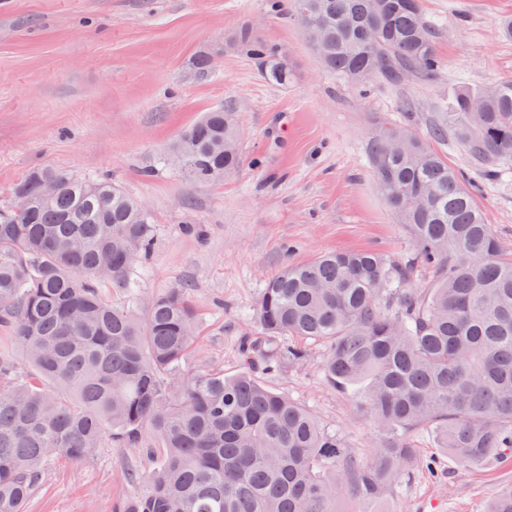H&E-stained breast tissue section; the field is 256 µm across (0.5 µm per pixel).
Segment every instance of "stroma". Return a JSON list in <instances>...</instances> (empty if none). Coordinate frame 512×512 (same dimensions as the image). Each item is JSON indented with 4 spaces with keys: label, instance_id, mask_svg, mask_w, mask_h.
I'll use <instances>...</instances> for the list:
<instances>
[{
    "label": "stroma",
    "instance_id": "35a3bbf8",
    "mask_svg": "<svg viewBox=\"0 0 512 512\" xmlns=\"http://www.w3.org/2000/svg\"><path fill=\"white\" fill-rule=\"evenodd\" d=\"M435 28L441 68L398 87L359 89L326 69L290 11L267 0H0V205L30 168L55 166L119 183L146 204L157 229L137 267L139 310L168 289L187 287L198 338L185 368L235 374L240 344L255 336V302L284 263L333 250H365L403 261L409 231L379 193L367 156L381 124L427 137L456 86L512 79V0H421ZM250 29L274 45L292 71L288 84L230 40ZM212 69L199 75L197 63ZM235 112L241 164L216 185H193L159 157L202 112ZM512 258V178L491 180L456 138L437 144ZM153 176H146V169ZM324 348L307 364L260 379L306 407L342 443L371 454V419L348 392L324 379ZM440 470L396 480L379 501L346 496L336 512H484L507 485L512 459L456 463L429 429L412 433ZM157 439L95 449L83 461H55L25 512H113L143 492ZM136 480H129V473Z\"/></svg>",
    "mask_w": 512,
    "mask_h": 512
}]
</instances>
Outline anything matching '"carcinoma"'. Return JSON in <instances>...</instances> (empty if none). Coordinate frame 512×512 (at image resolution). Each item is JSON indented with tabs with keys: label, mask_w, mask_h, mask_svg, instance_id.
<instances>
[{
	"label": "carcinoma",
	"mask_w": 512,
	"mask_h": 512,
	"mask_svg": "<svg viewBox=\"0 0 512 512\" xmlns=\"http://www.w3.org/2000/svg\"><path fill=\"white\" fill-rule=\"evenodd\" d=\"M292 14L324 65L352 82L398 87L440 70L419 0H292ZM238 43L288 84L278 51ZM453 131L491 175L512 160V79L459 87L448 119L423 139L381 129L368 157L380 193L413 236L398 263L338 251L287 264L255 308L262 335L242 341L240 370L188 374L198 313L183 288L133 305L137 262L154 245L152 214L120 185L60 167H33L0 207V328L33 373L0 362V512H25L56 459H86L108 443L153 433L162 459L145 494L115 512H335L352 494L379 498L434 461L409 434L430 428L459 464L512 455V261L500 257L475 196L434 151ZM234 113H205L167 161L194 185L224 181L240 164ZM432 287H411L417 268ZM122 292L123 302L102 287ZM324 345L327 382L359 396L379 442L370 459L341 445L303 405L256 376L307 362ZM487 512H512V485Z\"/></svg>",
	"instance_id": "1"
}]
</instances>
